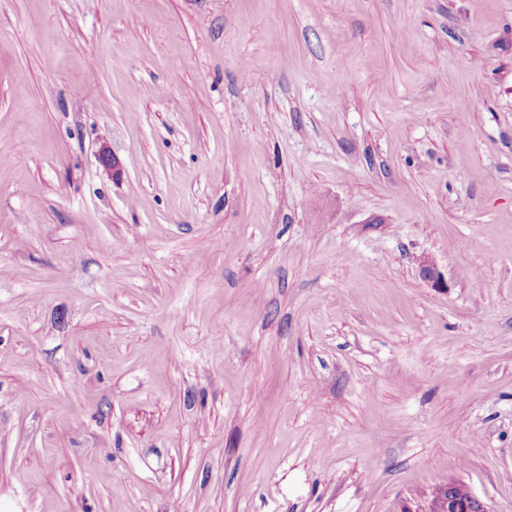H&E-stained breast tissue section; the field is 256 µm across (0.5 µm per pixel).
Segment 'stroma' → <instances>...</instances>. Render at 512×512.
Masks as SVG:
<instances>
[{
	"mask_svg": "<svg viewBox=\"0 0 512 512\" xmlns=\"http://www.w3.org/2000/svg\"><path fill=\"white\" fill-rule=\"evenodd\" d=\"M448 480L512 512V0H0V512Z\"/></svg>",
	"mask_w": 512,
	"mask_h": 512,
	"instance_id": "stroma-1",
	"label": "stroma"
}]
</instances>
